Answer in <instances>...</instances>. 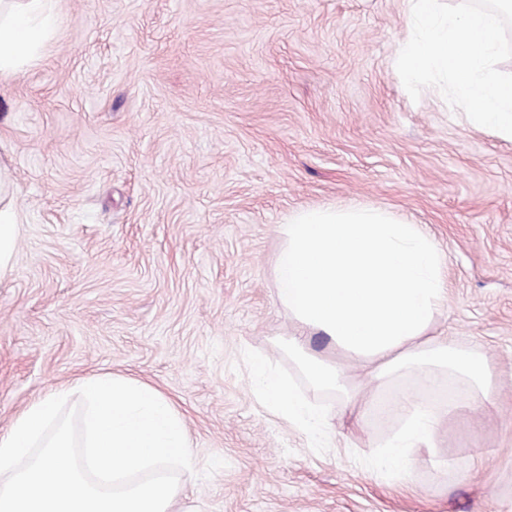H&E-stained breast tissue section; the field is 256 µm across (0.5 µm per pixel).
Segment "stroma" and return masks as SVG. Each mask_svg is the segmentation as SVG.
<instances>
[{"label": "stroma", "mask_w": 512, "mask_h": 512, "mask_svg": "<svg viewBox=\"0 0 512 512\" xmlns=\"http://www.w3.org/2000/svg\"><path fill=\"white\" fill-rule=\"evenodd\" d=\"M40 60L0 84V174L25 216L0 276V428L90 373L158 387L194 452L174 512H512V141L393 62L406 0H58ZM385 208L445 260L438 333L481 351L403 480L367 465L400 424L351 371L358 413L316 438L267 409L250 359L312 402L275 296L279 224Z\"/></svg>", "instance_id": "stroma-1"}]
</instances>
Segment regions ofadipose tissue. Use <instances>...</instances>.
Returning a JSON list of instances; mask_svg holds the SVG:
<instances>
[{
    "instance_id": "obj_1",
    "label": "adipose tissue",
    "mask_w": 512,
    "mask_h": 512,
    "mask_svg": "<svg viewBox=\"0 0 512 512\" xmlns=\"http://www.w3.org/2000/svg\"><path fill=\"white\" fill-rule=\"evenodd\" d=\"M53 3L0 0V84L36 59L59 27ZM14 195V185L0 179V274L13 266L24 221ZM279 234L276 299L297 326L288 345L311 385L335 391L344 410L356 402L345 364L382 387L405 371L416 377L418 389L401 392L397 401L402 429L373 459L384 473L405 472L416 454L433 453L439 422L458 407V387L472 400L491 398L484 357L430 333L448 298L441 253L417 225L357 205L299 210ZM315 335L336 346L341 360L311 353ZM252 371L267 406L290 425L309 431L332 427L329 411L287 390L263 365L254 364Z\"/></svg>"
}]
</instances>
